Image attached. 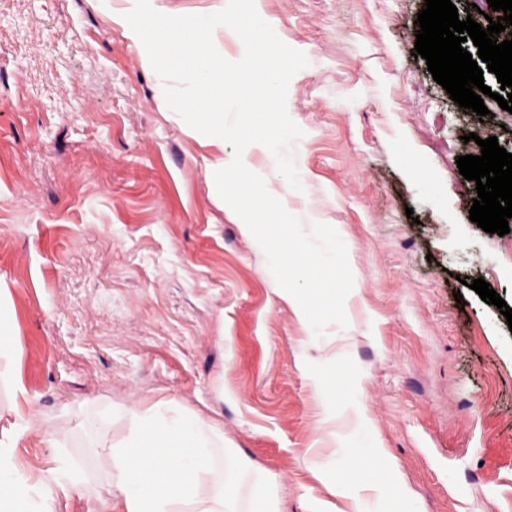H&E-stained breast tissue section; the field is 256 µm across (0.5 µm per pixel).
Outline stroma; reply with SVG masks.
Here are the masks:
<instances>
[{"label":"stroma","instance_id":"stroma-1","mask_svg":"<svg viewBox=\"0 0 512 512\" xmlns=\"http://www.w3.org/2000/svg\"><path fill=\"white\" fill-rule=\"evenodd\" d=\"M124 7L0 0V285L22 347L0 413L37 409L61 440L24 434L23 471L63 453L107 494L94 437L173 400L280 512L328 497L319 472L354 448L395 463L360 512H512V327L469 287L512 307V233L470 221L455 163L480 154L472 132L512 153L495 74L485 118L451 100L413 55L425 0H261L309 60L287 96L302 188H275L303 230L338 231L354 277L347 327L317 339L210 185L216 151L111 20Z\"/></svg>","mask_w":512,"mask_h":512}]
</instances>
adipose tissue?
<instances>
[{
  "mask_svg": "<svg viewBox=\"0 0 512 512\" xmlns=\"http://www.w3.org/2000/svg\"><path fill=\"white\" fill-rule=\"evenodd\" d=\"M129 414L126 437L116 440L106 431L92 445L107 465L104 477L112 488L107 501L97 496L93 478L66 459L34 480L20 471L15 448L21 431L45 428L37 412L1 423L0 512H53L58 498L75 493L87 500V512H278L266 480H255L245 499L225 481L214 464L223 441L209 420L172 401ZM370 474L355 455L323 478L336 498L349 500L372 488Z\"/></svg>",
  "mask_w": 512,
  "mask_h": 512,
  "instance_id": "adipose-tissue-1",
  "label": "adipose tissue"
}]
</instances>
